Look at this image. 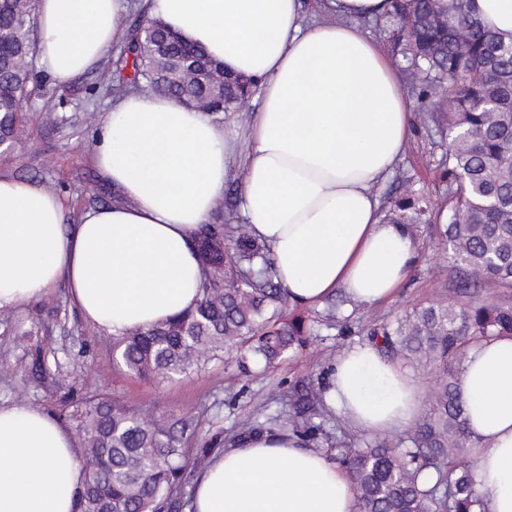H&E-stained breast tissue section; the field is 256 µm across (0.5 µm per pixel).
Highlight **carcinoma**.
<instances>
[{"mask_svg":"<svg viewBox=\"0 0 512 512\" xmlns=\"http://www.w3.org/2000/svg\"><path fill=\"white\" fill-rule=\"evenodd\" d=\"M35 0H0V147L20 140L23 103L42 96L44 73L33 66L38 52ZM399 25L405 43L400 68L417 83L418 98L443 92L448 110L428 113L439 131L452 133L440 169L448 201L434 211L422 198L395 202L386 220L410 224L425 217L444 224L442 237L454 267L497 287L512 288V36L486 30L470 0H392L375 20ZM153 31L150 38L142 28ZM184 42L147 15L125 24L122 47L111 56L115 94L125 96L176 82ZM200 225L194 245L202 271L197 306L154 327L117 337L119 359L135 375L165 380L221 355L251 353L266 364L306 343V320L286 318L287 292L273 278L268 246L246 224L224 223V210ZM512 335V306L478 303L466 310L438 302L374 329L368 342L382 354L435 371L429 412L405 434L359 446L336 443V460L356 487V512H484L473 490V468L456 462L470 436L459 388L468 346ZM326 386L307 379L289 392L283 426L305 444L327 435ZM66 417L84 440L86 472L79 512H171L185 481L180 448L192 424H145L128 406L107 395L83 397Z\"/></svg>","mask_w":512,"mask_h":512,"instance_id":"carcinoma-1","label":"carcinoma"}]
</instances>
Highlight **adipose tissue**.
Instances as JSON below:
<instances>
[{
  "mask_svg": "<svg viewBox=\"0 0 512 512\" xmlns=\"http://www.w3.org/2000/svg\"><path fill=\"white\" fill-rule=\"evenodd\" d=\"M185 40L253 79L260 106L246 144L205 113L152 92L119 100L93 160L123 196L88 209L74 232L51 192L0 176V310L65 283L80 314L119 336L194 308L193 237L242 174L240 212L270 248L291 304L344 291L391 300L417 260L407 224L383 221L377 187L402 158L411 100L395 63L365 31L387 0H149ZM127 0H36L39 61L67 84L122 40ZM486 512H512V336L470 346L461 374ZM326 401L373 434L410 427L423 405L415 377L372 345L343 351ZM85 473L74 437L22 402L0 405V512H77ZM193 512H355V487L327 454L267 431L217 451L199 473Z\"/></svg>",
  "mask_w": 512,
  "mask_h": 512,
  "instance_id": "ef3b65f1",
  "label": "adipose tissue"
}]
</instances>
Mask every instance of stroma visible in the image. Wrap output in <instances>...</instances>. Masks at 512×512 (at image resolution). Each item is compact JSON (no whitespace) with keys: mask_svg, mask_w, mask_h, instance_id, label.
I'll list each match as a JSON object with an SVG mask.
<instances>
[{"mask_svg":"<svg viewBox=\"0 0 512 512\" xmlns=\"http://www.w3.org/2000/svg\"><path fill=\"white\" fill-rule=\"evenodd\" d=\"M108 73L97 65L68 87L47 82L45 94L24 104L33 115L22 139L0 153V175L11 176L60 197L66 230H73L88 197L101 179L92 160L97 132L116 100L106 92ZM66 98L69 121L63 126L43 123L46 107ZM448 138L422 112H414L404 155L392 176L378 189L382 204L408 189L424 193L433 206L447 199L438 165ZM437 222L415 224L419 259L395 298L378 306L345 304L350 331L326 326L325 303L292 306L314 328L306 348L285 352L272 366L242 372L234 359H217L204 368L156 383L139 378L112 357L114 338L86 322L69 298L66 286L14 310L0 311V404L22 401L58 417L68 400L106 394L166 425L193 420L196 433L184 444L187 470L199 473V450L225 448L238 440L251 417L286 415L293 384L323 378L337 356L359 344L370 329L395 321L414 308L443 300L459 308L477 302L512 304V288L489 284L470 291L458 287V274ZM57 357L61 369L44 375L40 357Z\"/></svg>","mask_w":512,"mask_h":512,"instance_id":"1","label":"stroma"}]
</instances>
